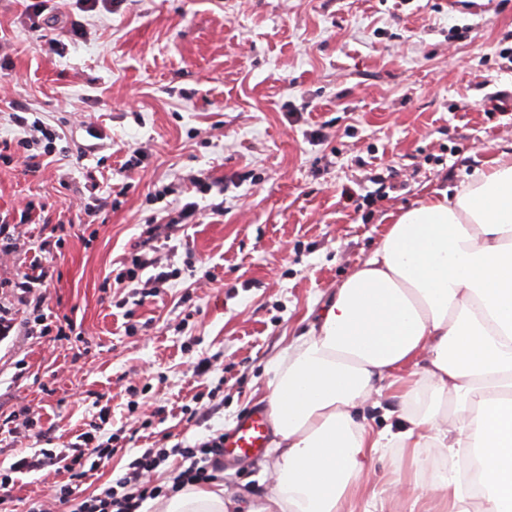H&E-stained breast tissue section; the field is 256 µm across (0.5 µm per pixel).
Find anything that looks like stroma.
<instances>
[{
	"label": "stroma",
	"instance_id": "35a3bbf8",
	"mask_svg": "<svg viewBox=\"0 0 512 512\" xmlns=\"http://www.w3.org/2000/svg\"><path fill=\"white\" fill-rule=\"evenodd\" d=\"M33 2L0 0V99L27 109L23 127L0 112V141L37 119L55 139L0 161V220L33 206L0 280L29 265L47 226L68 225L44 310L83 334L27 336L29 311L0 296L17 322L0 340V413L28 407L36 422L34 437L0 440V469L75 441L110 407L101 438H135L55 507L77 512L140 449L194 446L265 408L272 361L391 215L512 147V0H52L38 29ZM188 203L189 223L155 243L160 266L139 273L173 280L133 293L124 276L147 224ZM265 462L225 460L210 485L249 512L272 487ZM67 481L16 475V512Z\"/></svg>",
	"mask_w": 512,
	"mask_h": 512
}]
</instances>
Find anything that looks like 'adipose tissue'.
I'll return each instance as SVG.
<instances>
[{"label": "adipose tissue", "instance_id": "adipose-tissue-1", "mask_svg": "<svg viewBox=\"0 0 512 512\" xmlns=\"http://www.w3.org/2000/svg\"><path fill=\"white\" fill-rule=\"evenodd\" d=\"M272 370L274 487L253 512H347L386 448L406 465L386 498H406L434 448L480 463L473 484L434 475L442 512H512V152L393 215ZM383 384L400 422L377 431L361 412ZM159 512L229 510L223 490L184 489Z\"/></svg>", "mask_w": 512, "mask_h": 512}]
</instances>
